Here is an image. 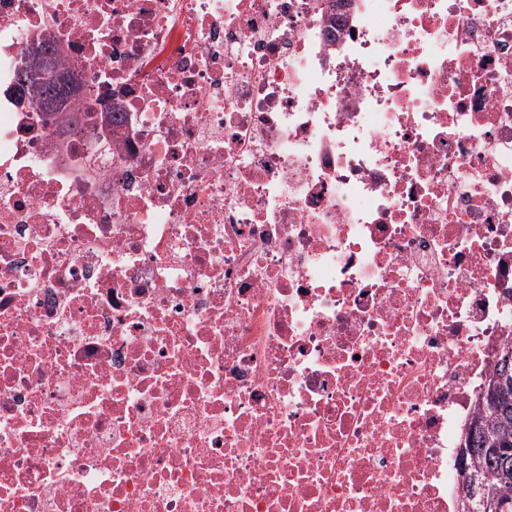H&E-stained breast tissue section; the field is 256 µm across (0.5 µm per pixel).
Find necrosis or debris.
<instances>
[{
	"label": "necrosis or debris",
	"instance_id": "necrosis-or-debris-1",
	"mask_svg": "<svg viewBox=\"0 0 512 512\" xmlns=\"http://www.w3.org/2000/svg\"><path fill=\"white\" fill-rule=\"evenodd\" d=\"M511 344L512 0H0V512H458ZM17 83L19 91L32 93L33 96L38 98L39 103L46 105L64 98L69 92L66 78L60 72L56 80L49 79L42 82L34 79L33 76L31 78L25 76L21 67L17 72Z\"/></svg>",
	"mask_w": 512,
	"mask_h": 512
}]
</instances>
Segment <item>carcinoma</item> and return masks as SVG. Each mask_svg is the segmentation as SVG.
<instances>
[{"instance_id":"cac0c4a2","label":"carcinoma","mask_w":512,"mask_h":512,"mask_svg":"<svg viewBox=\"0 0 512 512\" xmlns=\"http://www.w3.org/2000/svg\"><path fill=\"white\" fill-rule=\"evenodd\" d=\"M17 83L19 91L33 94L41 104L68 94L62 74L42 82L19 71ZM489 378L497 383L496 390L485 384L466 447L459 453L466 458L461 469L464 498L476 510L486 504L487 512H512V459L502 461L503 449H512V347L502 348Z\"/></svg>"}]
</instances>
